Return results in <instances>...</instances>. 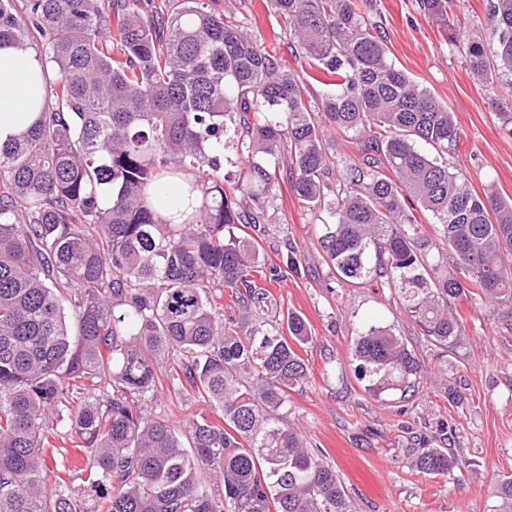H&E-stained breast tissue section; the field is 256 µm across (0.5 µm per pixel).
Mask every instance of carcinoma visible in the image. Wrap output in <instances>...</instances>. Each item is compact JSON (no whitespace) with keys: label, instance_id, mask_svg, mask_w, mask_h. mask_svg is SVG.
Returning a JSON list of instances; mask_svg holds the SVG:
<instances>
[{"label":"carcinoma","instance_id":"cac0c4a2","mask_svg":"<svg viewBox=\"0 0 512 512\" xmlns=\"http://www.w3.org/2000/svg\"><path fill=\"white\" fill-rule=\"evenodd\" d=\"M446 3L420 7L465 44L474 80L512 98V0H490L479 35ZM140 4L0 0V43L50 67L48 108L0 148V512H83L47 483L55 440L85 458L95 512H356L285 419L311 330L278 314L252 275L260 241L235 229L277 223L288 184L325 215L336 281L393 289L449 347L458 301H512V198L473 192L443 160L459 142L453 113L390 60L362 0H271L298 71L207 0H174L165 18ZM311 80L330 87L318 104ZM332 133L356 149L341 171ZM350 354L374 398L406 395L426 371L387 326ZM164 388L207 407L154 412ZM415 465L472 462L425 448ZM496 493V512H512V478Z\"/></svg>","mask_w":512,"mask_h":512}]
</instances>
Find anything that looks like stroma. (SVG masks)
<instances>
[{"label":"stroma","mask_w":512,"mask_h":512,"mask_svg":"<svg viewBox=\"0 0 512 512\" xmlns=\"http://www.w3.org/2000/svg\"><path fill=\"white\" fill-rule=\"evenodd\" d=\"M237 20L281 62L295 66L285 26L270 0H209ZM395 65L446 102L460 132L447 156L475 191L494 185L512 197V124L498 117V95L467 72L462 50L428 18L418 0H371L366 10ZM279 222L263 239L265 271L256 281L273 302L301 315L313 341L301 349L309 375L288 392V419L335 467L357 512H494L495 487L512 476V303L460 301L465 327L453 347L420 335L389 288L373 282L338 286L317 243L320 214L291 191L275 202ZM294 251L298 271L270 277ZM372 325L405 338L425 366L414 391L379 402L369 396L349 351ZM423 448H448L472 462L444 477L413 464Z\"/></svg>","instance_id":"1"}]
</instances>
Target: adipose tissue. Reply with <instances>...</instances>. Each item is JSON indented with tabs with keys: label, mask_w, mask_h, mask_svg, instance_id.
<instances>
[{
	"label": "adipose tissue",
	"mask_w": 512,
	"mask_h": 512,
	"mask_svg": "<svg viewBox=\"0 0 512 512\" xmlns=\"http://www.w3.org/2000/svg\"><path fill=\"white\" fill-rule=\"evenodd\" d=\"M43 71L36 52L0 47V147L23 133L44 111Z\"/></svg>",
	"instance_id": "adipose-tissue-1"
}]
</instances>
